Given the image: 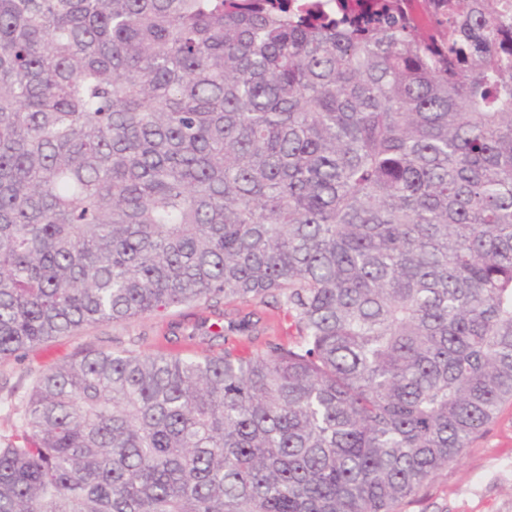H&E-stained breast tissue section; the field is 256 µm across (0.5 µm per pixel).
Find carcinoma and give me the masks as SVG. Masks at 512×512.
I'll return each instance as SVG.
<instances>
[{"mask_svg":"<svg viewBox=\"0 0 512 512\" xmlns=\"http://www.w3.org/2000/svg\"><path fill=\"white\" fill-rule=\"evenodd\" d=\"M0 0V359L273 299L287 346L86 354L0 512H397L512 400V0Z\"/></svg>","mask_w":512,"mask_h":512,"instance_id":"obj_1","label":"carcinoma"}]
</instances>
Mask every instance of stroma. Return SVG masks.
<instances>
[{
    "mask_svg": "<svg viewBox=\"0 0 512 512\" xmlns=\"http://www.w3.org/2000/svg\"><path fill=\"white\" fill-rule=\"evenodd\" d=\"M218 329L251 350L289 343L292 334L284 312L257 300L181 305L160 315L83 326L0 360V440L19 426L22 402L42 372L100 351L214 356L224 345L206 334ZM400 512H512V404L504 403L459 461L438 472Z\"/></svg>",
    "mask_w": 512,
    "mask_h": 512,
    "instance_id": "obj_1",
    "label": "stroma"
}]
</instances>
